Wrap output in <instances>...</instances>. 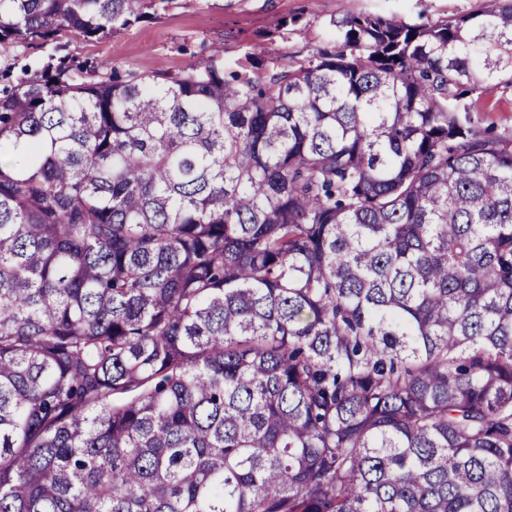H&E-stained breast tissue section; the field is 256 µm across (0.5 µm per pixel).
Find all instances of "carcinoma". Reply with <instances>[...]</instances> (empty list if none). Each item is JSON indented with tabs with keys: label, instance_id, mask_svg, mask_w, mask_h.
Here are the masks:
<instances>
[{
	"label": "carcinoma",
	"instance_id": "obj_1",
	"mask_svg": "<svg viewBox=\"0 0 512 512\" xmlns=\"http://www.w3.org/2000/svg\"><path fill=\"white\" fill-rule=\"evenodd\" d=\"M172 0H0V47ZM302 58L0 67V512H512V0ZM469 115L484 127H494L499 133L512 129V86L500 84L497 88L479 95L475 93L465 100Z\"/></svg>",
	"mask_w": 512,
	"mask_h": 512
}]
</instances>
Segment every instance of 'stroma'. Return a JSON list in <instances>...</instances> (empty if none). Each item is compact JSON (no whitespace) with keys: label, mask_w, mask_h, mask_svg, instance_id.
Returning <instances> with one entry per match:
<instances>
[{"label":"stroma","mask_w":512,"mask_h":512,"mask_svg":"<svg viewBox=\"0 0 512 512\" xmlns=\"http://www.w3.org/2000/svg\"><path fill=\"white\" fill-rule=\"evenodd\" d=\"M476 0H172L155 18L99 40L70 38L75 62L87 59L147 75L178 72L221 49L228 69L304 56L333 40L331 18L348 12L398 16L410 23L471 11ZM472 119L501 132L512 128V86L474 94Z\"/></svg>","instance_id":"stroma-1"}]
</instances>
